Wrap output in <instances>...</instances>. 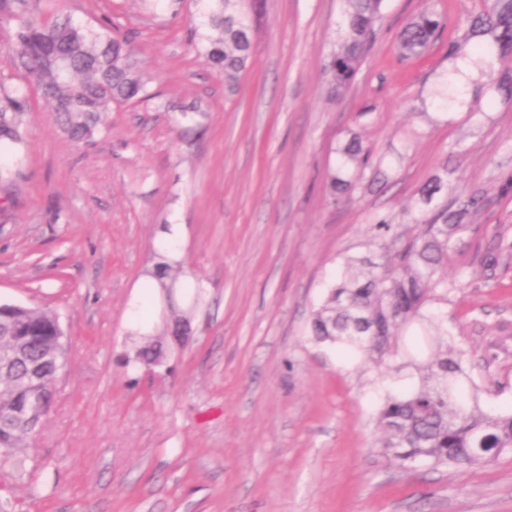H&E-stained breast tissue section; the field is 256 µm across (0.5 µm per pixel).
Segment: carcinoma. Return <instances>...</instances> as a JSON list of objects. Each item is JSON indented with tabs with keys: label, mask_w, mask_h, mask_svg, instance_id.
Instances as JSON below:
<instances>
[{
	"label": "carcinoma",
	"mask_w": 512,
	"mask_h": 512,
	"mask_svg": "<svg viewBox=\"0 0 512 512\" xmlns=\"http://www.w3.org/2000/svg\"><path fill=\"white\" fill-rule=\"evenodd\" d=\"M29 0H0V18L16 19L7 53L12 72L0 76V148L24 141L23 116L28 92L36 90L50 104L63 132L73 141H89L103 114L112 105L149 97L147 81L134 58L133 36L111 34L112 20L100 28L82 27L71 18L45 21L29 14ZM204 25L212 33L201 35L205 57L225 80L235 81L253 62L252 33L257 3L246 0H204ZM345 38L332 56V92L351 85L369 49L383 0H348ZM441 22L432 12L413 18L400 32L397 47L406 59L423 56L437 40ZM475 62L487 55L499 60L512 57V0H486L468 21L460 51L469 41ZM496 89L512 95V72L486 71ZM20 79L21 84L11 83ZM344 163L364 162L363 148L352 140L342 149ZM484 207V196L470 193L455 210L444 209L424 221L420 232L400 242L393 256L376 264L367 259L346 263L341 281L328 289L323 304L314 311L312 336L318 343L340 345L399 374L411 371L417 383L386 396L377 413L384 431L383 452L402 466L422 463L479 465L512 453V413L487 414L478 407L479 388L463 362V351L448 344V329L429 305L448 297L459 285L448 280V250L465 218ZM177 263L160 261L153 277L178 279ZM411 325L431 344L421 358L402 343ZM26 336L23 353L0 372V448L9 449L0 461L26 473L27 456L21 448L32 432L11 423L15 410L28 402L32 387L29 362L41 363L39 388L52 383L67 361V343L57 314L43 308L0 304V347ZM166 354L161 342L151 339L136 346L125 365L161 367Z\"/></svg>",
	"instance_id": "carcinoma-1"
}]
</instances>
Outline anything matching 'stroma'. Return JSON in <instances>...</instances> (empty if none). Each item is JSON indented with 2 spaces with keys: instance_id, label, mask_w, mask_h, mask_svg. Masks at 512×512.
I'll use <instances>...</instances> for the list:
<instances>
[{
  "instance_id": "stroma-1",
  "label": "stroma",
  "mask_w": 512,
  "mask_h": 512,
  "mask_svg": "<svg viewBox=\"0 0 512 512\" xmlns=\"http://www.w3.org/2000/svg\"><path fill=\"white\" fill-rule=\"evenodd\" d=\"M481 0H384L351 88L332 96L329 63L345 36L344 0H264L252 65L227 82L191 28L200 0H31L133 30L151 100L103 117L76 143L31 93L25 143L0 154V303L54 311L68 339L52 407L29 441L27 472L0 465L13 512H512V454L480 465L402 467L380 443L376 411L401 390L385 367L310 339L313 311L350 257L385 260L395 233L419 231L452 198L485 207L454 237L434 309L481 387V406L512 411V98L452 53ZM444 26L422 58L396 38L421 10ZM465 85L453 108L437 92ZM360 139L367 165L343 166ZM343 168L352 197L334 200ZM431 203L421 191L435 175ZM176 245L178 308L141 281ZM163 342L165 367L123 360L131 319Z\"/></svg>"
}]
</instances>
